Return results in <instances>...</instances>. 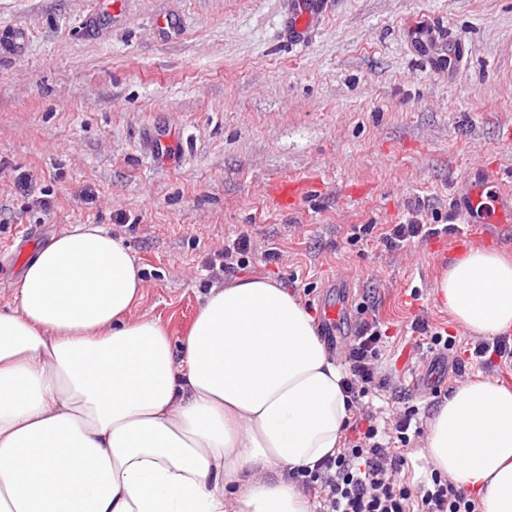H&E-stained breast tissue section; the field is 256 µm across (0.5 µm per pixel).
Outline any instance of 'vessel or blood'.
I'll return each mask as SVG.
<instances>
[{
    "label": "vessel or blood",
    "instance_id": "b4317fda",
    "mask_svg": "<svg viewBox=\"0 0 512 512\" xmlns=\"http://www.w3.org/2000/svg\"><path fill=\"white\" fill-rule=\"evenodd\" d=\"M329 0H290L286 18L295 39H303L308 30L325 16ZM416 54L434 69H450L459 61L463 46L449 42L439 28L420 23L408 31ZM307 178L281 177L267 188L275 207L294 211L315 189ZM453 208L466 220L467 238L482 242L497 241L500 234L512 237V170L486 172L478 170L467 177L465 191L455 195ZM349 300H337L324 306L323 324L328 333L349 315Z\"/></svg>",
    "mask_w": 512,
    "mask_h": 512
}]
</instances>
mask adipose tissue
<instances>
[{"instance_id": "ef3b65f1", "label": "adipose tissue", "mask_w": 512, "mask_h": 512, "mask_svg": "<svg viewBox=\"0 0 512 512\" xmlns=\"http://www.w3.org/2000/svg\"><path fill=\"white\" fill-rule=\"evenodd\" d=\"M130 249L95 224L27 261L0 309V512H310L294 479L335 456L344 374L298 298L270 278L200 295L186 335L135 308ZM472 336L512 332V256L470 248L435 285ZM432 467L480 512H512V389L449 391Z\"/></svg>"}]
</instances>
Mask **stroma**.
I'll return each mask as SVG.
<instances>
[{"label":"stroma","instance_id":"35a3bbf8","mask_svg":"<svg viewBox=\"0 0 512 512\" xmlns=\"http://www.w3.org/2000/svg\"><path fill=\"white\" fill-rule=\"evenodd\" d=\"M0 0V308L11 306L25 259L74 224L105 227L130 247L146 295L136 313L188 331L198 294L225 284L224 246L251 239L245 273L271 277L311 311L351 282L346 332L376 319L389 336L379 416L437 400L464 381L512 388V364L485 367L476 337L434 294L463 244L440 238L386 249L350 244L412 217L454 216L450 202L476 169L512 167V0H330L301 43L288 0ZM176 19L177 39L157 32ZM432 22L468 54L426 68L407 28ZM318 174L320 192L277 211L276 178ZM367 186L349 201V185ZM282 257L263 259L268 244ZM454 336L421 352L416 321Z\"/></svg>","mask_w":512,"mask_h":512}]
</instances>
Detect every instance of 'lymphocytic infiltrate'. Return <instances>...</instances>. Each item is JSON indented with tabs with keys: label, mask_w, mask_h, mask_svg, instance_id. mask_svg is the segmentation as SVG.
<instances>
[{
	"label": "lymphocytic infiltrate",
	"mask_w": 512,
	"mask_h": 512,
	"mask_svg": "<svg viewBox=\"0 0 512 512\" xmlns=\"http://www.w3.org/2000/svg\"><path fill=\"white\" fill-rule=\"evenodd\" d=\"M454 230L451 224L412 219L393 225L381 240L387 249L397 250ZM386 338L380 323L372 320L362 322L350 341L343 390L349 398L353 436L319 469L301 472L303 489L320 500L321 512H477L475 502L438 473L414 487L401 479L406 463L403 448L410 442L418 409L408 406L382 423L365 402L381 378L379 362Z\"/></svg>",
	"instance_id": "f902f5d3"
}]
</instances>
